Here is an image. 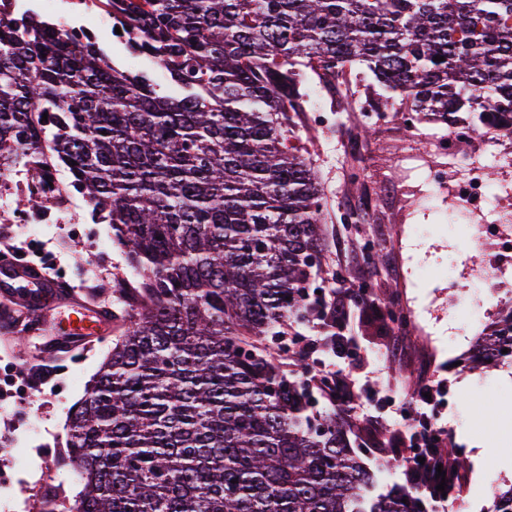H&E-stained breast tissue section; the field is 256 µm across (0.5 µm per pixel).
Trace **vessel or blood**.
Returning <instances> with one entry per match:
<instances>
[{"label":"vessel or blood","mask_w":512,"mask_h":512,"mask_svg":"<svg viewBox=\"0 0 512 512\" xmlns=\"http://www.w3.org/2000/svg\"><path fill=\"white\" fill-rule=\"evenodd\" d=\"M110 322L108 311L33 267L16 264L0 279V345L32 374H42L44 363L59 353L94 345ZM33 327L53 338L36 354L24 344Z\"/></svg>","instance_id":"1"}]
</instances>
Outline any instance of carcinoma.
Instances as JSON below:
<instances>
[{
    "label": "carcinoma",
    "mask_w": 512,
    "mask_h": 512,
    "mask_svg": "<svg viewBox=\"0 0 512 512\" xmlns=\"http://www.w3.org/2000/svg\"><path fill=\"white\" fill-rule=\"evenodd\" d=\"M112 9L181 94L107 67L93 42L0 21V148L52 141L137 279L139 305L69 416L82 490L67 512H427L440 494L384 487L400 449L370 431L351 447L344 409L312 410L324 383L300 362L288 376L267 345L312 310L324 246V189L294 127L324 91L338 115L362 102L512 139V0ZM502 324L497 351L476 340L472 369L512 363V305ZM445 456L466 469L460 449ZM492 512H512V486Z\"/></svg>",
    "instance_id": "obj_1"
}]
</instances>
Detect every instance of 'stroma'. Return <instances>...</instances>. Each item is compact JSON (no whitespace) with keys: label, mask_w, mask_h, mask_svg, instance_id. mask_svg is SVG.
<instances>
[{"label":"stroma","mask_w":512,"mask_h":512,"mask_svg":"<svg viewBox=\"0 0 512 512\" xmlns=\"http://www.w3.org/2000/svg\"><path fill=\"white\" fill-rule=\"evenodd\" d=\"M354 118V113L347 112L331 129L314 128L307 144L328 201L326 247L315 284L325 292L336 277H358L359 269L351 255L372 227L344 223L342 213L356 195L373 197L387 222L389 245L402 257L400 278H387L377 269L373 285L381 302H398L415 311L424 332L417 335L409 331L403 339L417 353L430 355L423 372L405 359L378 357L388 323L368 319L362 307L351 308L345 334L356 352L375 360L387 386L385 402L374 410L380 419L377 432L389 436L388 418L396 408L412 407V390L421 379L442 382L444 407L433 421L447 428L449 439L463 448L469 462L460 512H491L493 489L512 485V450H504L496 438L503 417L493 410L495 402H512V367L479 373L471 369L468 357L483 320L495 317L500 297L479 289L468 299L459 298V289L470 285L472 271L464 261L466 229L449 224L447 196H424L416 176L406 180L397 197L390 187L375 183V174L389 166L390 146L399 141L410 143L411 134L393 121L377 126L372 137L364 140ZM357 142L364 148L361 165L366 177L353 190L346 185V168ZM57 234L75 277H82L84 260L98 259L105 246L110 249L107 261L113 274L128 273L125 253L113 244L108 224L90 222L81 234L61 224ZM111 347L112 339L106 336L90 349L77 352L83 382L70 384L61 366L56 365L41 387L26 390L20 399L0 408V472L11 466L12 456L20 451L40 485L56 484L65 487L68 496L76 495L80 489L77 477L60 458L69 410L84 397L86 380L97 372Z\"/></svg>","instance_id":"obj_1"}]
</instances>
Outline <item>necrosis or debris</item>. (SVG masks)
I'll use <instances>...</instances> for the list:
<instances>
[{
    "mask_svg": "<svg viewBox=\"0 0 512 512\" xmlns=\"http://www.w3.org/2000/svg\"><path fill=\"white\" fill-rule=\"evenodd\" d=\"M33 16L44 20L64 36L90 37L104 48L115 41L116 20L105 0H0V20ZM467 126H454L451 133L432 140L430 150L451 160L452 169L425 164L421 154L403 156V171L420 174L429 192L445 191L451 214L467 218L472 231L473 283L492 288L512 279V186L494 194L486 179L487 164L512 170V150L504 146L499 132L479 136L478 155L465 157L457 150L459 137L468 135ZM39 197L37 208L24 206L28 193ZM93 204L78 192L68 169L46 155L24 162L18 151H0V224L23 241V256L52 275L67 272L68 263L53 245V225L76 227L86 222Z\"/></svg>",
    "mask_w": 512,
    "mask_h": 512,
    "instance_id": "obj_1",
    "label": "necrosis or debris"
}]
</instances>
